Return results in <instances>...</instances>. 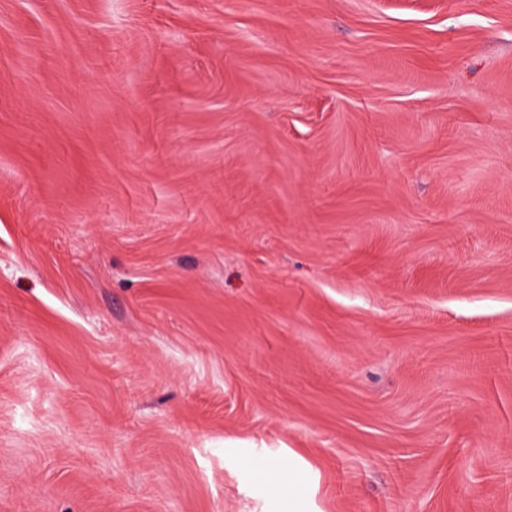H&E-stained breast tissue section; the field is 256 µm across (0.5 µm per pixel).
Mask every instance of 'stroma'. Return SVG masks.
Segmentation results:
<instances>
[{"instance_id": "1", "label": "stroma", "mask_w": 512, "mask_h": 512, "mask_svg": "<svg viewBox=\"0 0 512 512\" xmlns=\"http://www.w3.org/2000/svg\"><path fill=\"white\" fill-rule=\"evenodd\" d=\"M0 512H512V0H0Z\"/></svg>"}]
</instances>
